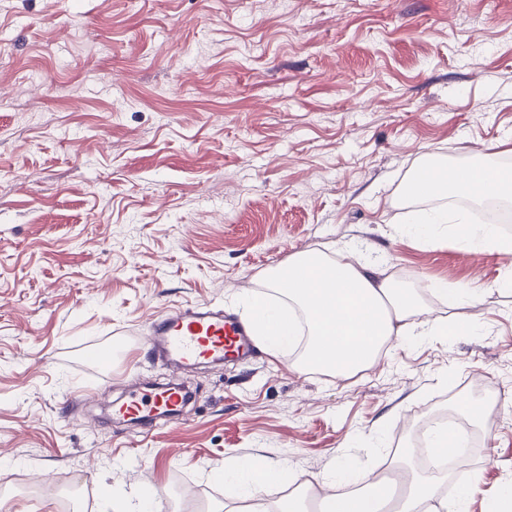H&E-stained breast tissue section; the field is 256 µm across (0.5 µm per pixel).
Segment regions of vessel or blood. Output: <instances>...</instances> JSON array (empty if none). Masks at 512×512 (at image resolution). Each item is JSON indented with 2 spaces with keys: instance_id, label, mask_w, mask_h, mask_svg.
I'll list each match as a JSON object with an SVG mask.
<instances>
[{
  "instance_id": "1",
  "label": "vessel or blood",
  "mask_w": 512,
  "mask_h": 512,
  "mask_svg": "<svg viewBox=\"0 0 512 512\" xmlns=\"http://www.w3.org/2000/svg\"><path fill=\"white\" fill-rule=\"evenodd\" d=\"M146 341L165 364L178 370L201 362H245L254 354L247 321L207 305L177 308L150 323ZM185 388L177 381L130 390L114 407L118 419L149 431L154 420L181 411Z\"/></svg>"
}]
</instances>
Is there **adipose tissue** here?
Listing matches in <instances>:
<instances>
[{
	"label": "adipose tissue",
	"instance_id": "adipose-tissue-1",
	"mask_svg": "<svg viewBox=\"0 0 512 512\" xmlns=\"http://www.w3.org/2000/svg\"><path fill=\"white\" fill-rule=\"evenodd\" d=\"M483 185L499 198L512 200V171L491 163L469 170L426 165L415 175V192L421 196L475 198ZM450 226L460 228L465 248L512 251V241L501 239L494 225L467 223L464 214L452 216L444 208L418 213L408 234L429 239ZM265 280L268 288L279 294V301L241 299L257 342L270 352H281L297 344L303 333L299 325L307 323L309 338L294 370L317 369L339 379L372 364L387 344L482 329V322L476 319H461L448 327L426 318L425 294L441 296L461 307L488 295L484 289L452 288L444 281L430 283L424 290L402 286L383 275L379 260L364 255L355 245L333 255L317 250L298 253L270 269ZM350 470L345 461L326 476L289 474L256 456L225 466L224 484L233 504L231 512H310L317 487L331 478L345 480ZM287 477L296 483V491L275 495L276 486ZM439 485V478L413 474L400 498H393L391 488L379 483L371 494L328 499L326 512H426V505L439 498Z\"/></svg>",
	"mask_w": 512,
	"mask_h": 512
}]
</instances>
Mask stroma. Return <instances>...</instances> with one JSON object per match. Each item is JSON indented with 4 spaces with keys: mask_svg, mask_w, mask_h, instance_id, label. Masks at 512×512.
Wrapping results in <instances>:
<instances>
[{
    "mask_svg": "<svg viewBox=\"0 0 512 512\" xmlns=\"http://www.w3.org/2000/svg\"><path fill=\"white\" fill-rule=\"evenodd\" d=\"M512 158V0H0V499L104 512L143 489L170 512L227 500L259 455L357 476L461 405L478 491L512 482V254L422 245L405 196L426 163ZM358 243L385 275L490 289L432 317L476 336L397 342L363 375L298 372L297 351L182 373L196 401L137 434L112 403L167 369L168 310L270 296L293 254Z\"/></svg>",
    "mask_w": 512,
    "mask_h": 512,
    "instance_id": "35a3bbf8",
    "label": "stroma"
}]
</instances>
